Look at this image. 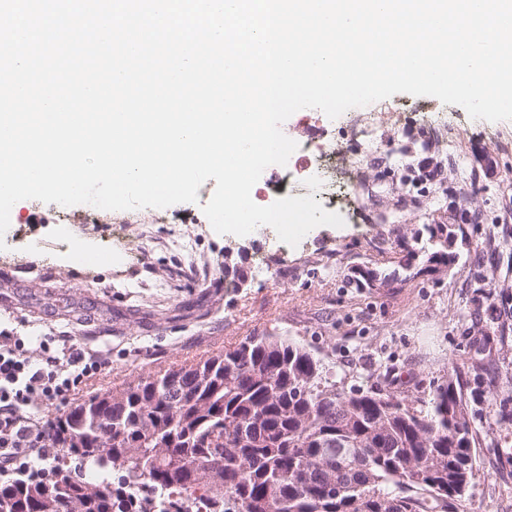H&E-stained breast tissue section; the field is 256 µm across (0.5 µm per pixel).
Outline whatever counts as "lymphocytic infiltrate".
<instances>
[{"instance_id": "1", "label": "lymphocytic infiltrate", "mask_w": 512, "mask_h": 512, "mask_svg": "<svg viewBox=\"0 0 512 512\" xmlns=\"http://www.w3.org/2000/svg\"><path fill=\"white\" fill-rule=\"evenodd\" d=\"M106 365L96 351L77 344L47 354L40 365L31 363L21 342L0 344V480L26 476L31 458L55 454L26 407L69 403Z\"/></svg>"}]
</instances>
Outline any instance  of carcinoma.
<instances>
[{
	"label": "carcinoma",
	"mask_w": 512,
	"mask_h": 512,
	"mask_svg": "<svg viewBox=\"0 0 512 512\" xmlns=\"http://www.w3.org/2000/svg\"><path fill=\"white\" fill-rule=\"evenodd\" d=\"M430 260L453 230L429 224ZM450 368L426 398L339 388L316 353L262 333L67 406L38 479L0 512H451L478 435Z\"/></svg>",
	"instance_id": "cac0c4a2"
}]
</instances>
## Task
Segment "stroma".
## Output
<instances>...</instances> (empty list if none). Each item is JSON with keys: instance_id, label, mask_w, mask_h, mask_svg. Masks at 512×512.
<instances>
[{"instance_id": "obj_1", "label": "stroma", "mask_w": 512, "mask_h": 512, "mask_svg": "<svg viewBox=\"0 0 512 512\" xmlns=\"http://www.w3.org/2000/svg\"><path fill=\"white\" fill-rule=\"evenodd\" d=\"M390 101L400 118L375 112L389 147L367 169L378 197L353 223L315 227L304 246L283 248L293 279L259 270L262 232L217 233L200 205L182 203L164 224L108 216L72 225L86 256L71 261L54 210L25 199L14 211L26 249L0 265V329L24 338L35 362L46 336L101 350L112 367L83 399L262 332L315 350L348 389L424 397L457 367L479 444L454 512H512V121L473 119L431 96ZM443 126L457 130L461 150L424 145L427 129ZM282 131L362 149L345 123L303 126L293 115ZM429 224L453 225L461 238L453 264L430 261ZM408 247L418 253L410 270L387 287L367 285L364 272L396 267ZM125 249L137 252L134 263L104 258ZM239 267L248 278L237 286Z\"/></svg>"}]
</instances>
